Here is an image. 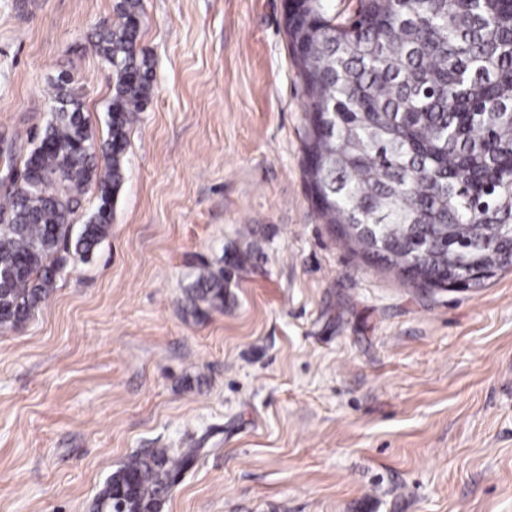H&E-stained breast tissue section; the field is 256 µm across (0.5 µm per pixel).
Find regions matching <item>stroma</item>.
I'll return each mask as SVG.
<instances>
[{
	"label": "stroma",
	"instance_id": "stroma-1",
	"mask_svg": "<svg viewBox=\"0 0 512 512\" xmlns=\"http://www.w3.org/2000/svg\"><path fill=\"white\" fill-rule=\"evenodd\" d=\"M115 0H0V133L69 74L96 136ZM284 0H143L153 92L109 235L0 329V512H93L147 448H193L162 512H512V270L404 279L325 224L304 178ZM224 307L184 295L232 251Z\"/></svg>",
	"mask_w": 512,
	"mask_h": 512
}]
</instances>
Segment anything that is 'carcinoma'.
<instances>
[{
  "label": "carcinoma",
  "mask_w": 512,
  "mask_h": 512,
  "mask_svg": "<svg viewBox=\"0 0 512 512\" xmlns=\"http://www.w3.org/2000/svg\"><path fill=\"white\" fill-rule=\"evenodd\" d=\"M285 24L301 66L309 124L305 173L317 208L363 256L429 287H478V272L512 266V0H367L338 27L323 0H301ZM142 0H116L115 21L93 46L112 67L104 166L85 147L94 134L68 74L41 140L26 155L0 136L9 166L47 174L0 202V327L23 323L54 286L68 255H91L108 235L125 178L130 125L148 104L154 62L139 50ZM99 206L78 231L89 184ZM250 259L200 272L185 304L224 309V286ZM198 452L147 448L112 473L96 512H160Z\"/></svg>",
  "instance_id": "obj_1"
}]
</instances>
